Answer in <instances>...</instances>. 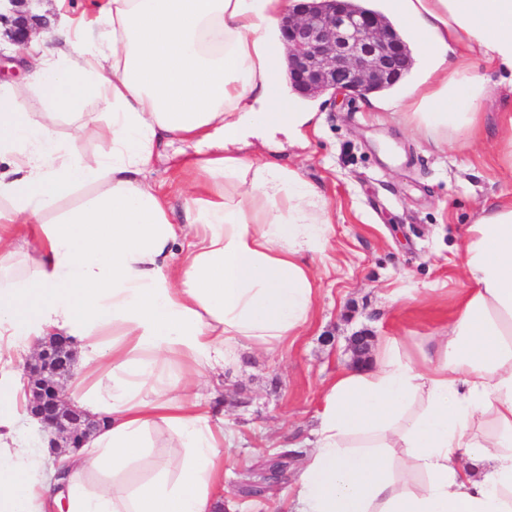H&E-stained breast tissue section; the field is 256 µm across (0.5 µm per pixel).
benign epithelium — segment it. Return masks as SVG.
Segmentation results:
<instances>
[{
  "mask_svg": "<svg viewBox=\"0 0 512 512\" xmlns=\"http://www.w3.org/2000/svg\"><path fill=\"white\" fill-rule=\"evenodd\" d=\"M32 0H0V27L15 44L45 26L31 13ZM287 47L288 78L305 96L347 91L365 97L391 86L412 63L406 44L380 15L354 12L346 0H301L281 19ZM374 337H350L356 362L366 358ZM76 352L71 339L50 335L24 366L26 410L49 430L46 455L52 461L68 449L79 448L98 427L97 422L63 397L73 376Z\"/></svg>",
  "mask_w": 512,
  "mask_h": 512,
  "instance_id": "obj_1",
  "label": "benign epithelium"
}]
</instances>
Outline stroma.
<instances>
[{"label": "stroma", "mask_w": 512, "mask_h": 512, "mask_svg": "<svg viewBox=\"0 0 512 512\" xmlns=\"http://www.w3.org/2000/svg\"><path fill=\"white\" fill-rule=\"evenodd\" d=\"M98 0H33L49 29L93 18ZM512 92L484 103L478 136L463 149L433 146L398 112L370 110L345 93L312 99L318 129L306 144L276 135L254 139V155L300 169L319 186L334 213L324 256L311 257L319 278L315 316L274 351L243 349L235 362L208 373L204 394L224 409V462L232 471L275 453L286 440L309 439L329 382L353 359L350 336H392L418 356L447 324L465 288L463 237L475 210L512 193V169L497 161V134ZM176 140L145 174L166 197L173 223L191 218ZM289 466L276 496L240 501L227 486L220 512H286Z\"/></svg>", "instance_id": "stroma-1"}]
</instances>
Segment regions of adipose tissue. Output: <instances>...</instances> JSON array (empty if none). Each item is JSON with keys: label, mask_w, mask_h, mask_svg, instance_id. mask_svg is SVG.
Returning a JSON list of instances; mask_svg holds the SVG:
<instances>
[{"label": "adipose tissue", "mask_w": 512, "mask_h": 512, "mask_svg": "<svg viewBox=\"0 0 512 512\" xmlns=\"http://www.w3.org/2000/svg\"><path fill=\"white\" fill-rule=\"evenodd\" d=\"M376 5L421 59L383 109L433 144L468 145L491 92L473 60L512 78V0ZM288 6L106 0L62 46L31 34L26 82L0 88V512H218L224 431L203 378L238 346L273 351L309 323L306 258L332 224L297 170L225 150L316 126L281 76ZM33 85L76 116L69 144L28 109ZM175 139L201 147L181 163L195 174L191 234L144 179ZM85 140L107 146L96 165L77 156ZM464 252L467 286L432 349L416 360L387 337L330 382L290 512H512V195L481 208ZM52 333L83 349L73 400L103 425L42 476L20 438L13 354Z\"/></svg>", "instance_id": "1"}]
</instances>
